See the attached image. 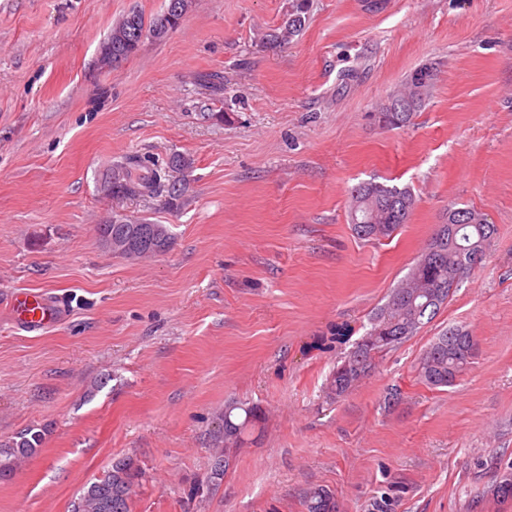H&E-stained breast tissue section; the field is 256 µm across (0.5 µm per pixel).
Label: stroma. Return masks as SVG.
<instances>
[{"instance_id":"35a3bbf8","label":"stroma","mask_w":512,"mask_h":512,"mask_svg":"<svg viewBox=\"0 0 512 512\" xmlns=\"http://www.w3.org/2000/svg\"><path fill=\"white\" fill-rule=\"evenodd\" d=\"M293 0H195L180 27L113 69V23L165 0H0V442L41 445L0 477V512H71L113 462L142 476L131 512H512V0H308L301 32L265 36ZM435 83L409 127L375 120L416 69ZM188 165L184 193L116 200L127 155ZM418 198L391 237L361 239L352 188ZM496 227L435 318L378 353L343 397L332 375L451 206ZM168 225L167 253L105 249L113 213ZM28 290L48 328L6 306ZM453 327L477 343L449 387L417 363ZM252 435L212 474L219 417ZM238 410L242 411L244 416L237 412ZM219 420L221 421L219 433L224 437V443L240 446L244 440V434L258 422L259 412L255 407L232 403L225 407L224 414ZM307 512H336L333 495L322 488L309 491L305 496Z\"/></svg>"}]
</instances>
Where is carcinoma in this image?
<instances>
[{
  "instance_id": "1",
  "label": "carcinoma",
  "mask_w": 512,
  "mask_h": 512,
  "mask_svg": "<svg viewBox=\"0 0 512 512\" xmlns=\"http://www.w3.org/2000/svg\"><path fill=\"white\" fill-rule=\"evenodd\" d=\"M305 2L296 0L283 23L270 34L272 43H286L296 35L305 23ZM170 7L145 21L142 13L131 11L112 25V31L102 43L99 53L101 65L113 67L134 55L144 39L165 38L179 27L169 17ZM434 75L424 76L419 68L411 73L402 91L392 95L380 112V119L395 126L393 118L399 116L403 126L411 124L413 116L431 96ZM187 166L180 154L170 156L166 167L147 168L135 156L126 157L112 164L108 179L112 197H152L160 189H167L168 207L178 205L182 190L176 174ZM352 204L349 210L350 223L354 231L359 225H367L365 237L378 239L392 236L409 217L417 205V199L407 189L388 186L379 182L361 183L351 190ZM448 213H461L466 223L461 225L455 238L436 229L425 251L417 259L408 276L391 292L388 301L372 320V327L357 344L355 350L339 367L330 382V394L341 397L358 382L372 365L373 355L390 349L418 333L425 322L431 320L447 302L449 295L467 278L474 266L470 255L478 250L486 251L496 234L495 225L490 224L479 213L468 208H448ZM139 228L126 216H115V222L97 227L98 233L113 237L126 235ZM152 234L150 246L137 250L131 258L148 253H164L173 243L172 233L165 224H148ZM476 354V342L470 334L453 328L429 345L423 353L417 370L426 384L433 387H448L467 370ZM259 420L255 407L230 404L221 415L220 434L224 442L240 445L247 430ZM39 432L27 429L18 439L0 443V476L7 475L14 461L32 453L41 443ZM141 470L130 460L113 463L96 481L90 483L73 504L71 512H130L133 487ZM307 512H336L333 495L322 489L309 491L305 496Z\"/></svg>"
}]
</instances>
